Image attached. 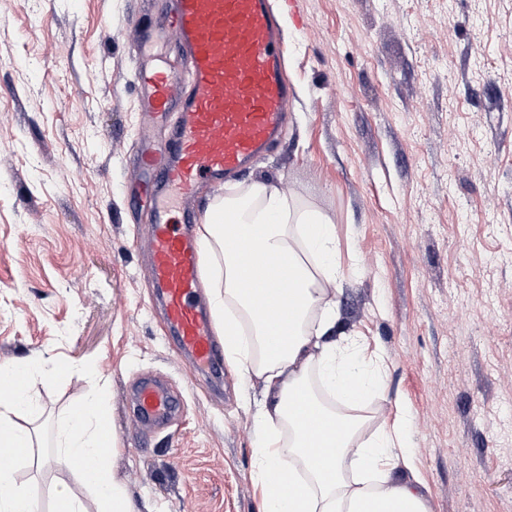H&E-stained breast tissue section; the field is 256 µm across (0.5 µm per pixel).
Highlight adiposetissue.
Masks as SVG:
<instances>
[{
  "mask_svg": "<svg viewBox=\"0 0 512 512\" xmlns=\"http://www.w3.org/2000/svg\"><path fill=\"white\" fill-rule=\"evenodd\" d=\"M237 231L252 238V271L238 262L232 246ZM199 240L209 259L213 316L224 331V360L243 380L261 379L266 390L254 421L262 512H430L418 480L399 476L392 463L409 455L408 412L399 410L391 427L368 429L365 407L382 389V358L365 359L355 339L342 345L328 339L344 278L330 218L272 180L257 178L214 199ZM271 270L290 286L282 322L258 308L256 291L247 285ZM313 370L320 378L316 386L309 378ZM58 371L46 358L0 363V453L21 445L29 462L38 461L40 436L17 418L40 412L30 381ZM108 425L101 398L86 396L66 410L54 446L60 458L77 465L98 512H135L112 469ZM14 466L0 456V512H39L16 483Z\"/></svg>",
  "mask_w": 512,
  "mask_h": 512,
  "instance_id": "obj_1",
  "label": "adipose tissue"
}]
</instances>
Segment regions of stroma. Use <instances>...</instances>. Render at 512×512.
<instances>
[{
    "label": "stroma",
    "instance_id": "1",
    "mask_svg": "<svg viewBox=\"0 0 512 512\" xmlns=\"http://www.w3.org/2000/svg\"><path fill=\"white\" fill-rule=\"evenodd\" d=\"M165 0H0V362L43 352L89 378L37 380L53 439L100 393L112 465L137 512H261L252 477L260 381L213 387L177 347L148 282L151 212L131 159L143 120L137 26ZM294 89L277 147L203 188L257 178L325 213L345 282L339 329L386 358L381 411L410 417L432 512H512V0H296ZM181 398L157 427L135 387ZM16 480L53 512L80 491L43 450Z\"/></svg>",
    "mask_w": 512,
    "mask_h": 512
}]
</instances>
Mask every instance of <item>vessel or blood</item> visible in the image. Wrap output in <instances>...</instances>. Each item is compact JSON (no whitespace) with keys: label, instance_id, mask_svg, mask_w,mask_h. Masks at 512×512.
<instances>
[{"label":"vessel or blood","instance_id":"vessel-or-blood-1","mask_svg":"<svg viewBox=\"0 0 512 512\" xmlns=\"http://www.w3.org/2000/svg\"><path fill=\"white\" fill-rule=\"evenodd\" d=\"M175 29L186 71L137 63L135 82L146 120L169 130L161 148L141 149L139 160L152 203L149 240L152 286L167 328L196 369H221L222 347L197 299L201 255L192 233L195 214L171 221L176 199L205 182L221 185L277 144L293 92L284 76L282 26L270 0H173L140 42ZM179 403L164 388L143 386L140 418L166 420Z\"/></svg>","mask_w":512,"mask_h":512}]
</instances>
